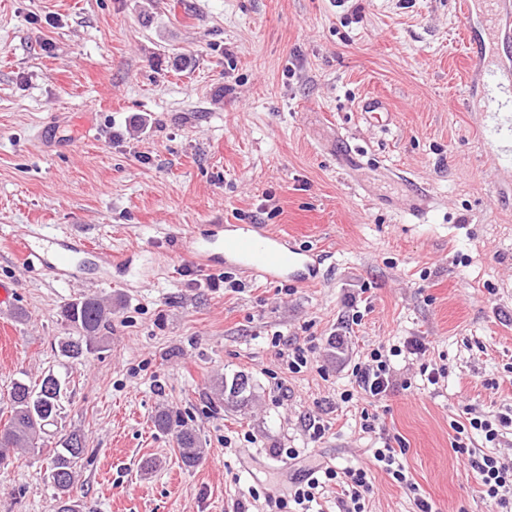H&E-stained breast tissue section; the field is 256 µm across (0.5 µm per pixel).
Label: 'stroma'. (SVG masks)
Wrapping results in <instances>:
<instances>
[{"label": "stroma", "mask_w": 512, "mask_h": 512, "mask_svg": "<svg viewBox=\"0 0 512 512\" xmlns=\"http://www.w3.org/2000/svg\"><path fill=\"white\" fill-rule=\"evenodd\" d=\"M464 44L457 0H0V281L15 293L0 310V429L14 381L63 382L44 451L0 465V512H50L47 451L74 429L84 512H266L265 493L309 467L366 464L394 437L417 488L373 470L366 512H417L420 497L500 512L453 449L466 408L512 405V170L485 152ZM368 94L387 99L389 130L360 116ZM338 137L363 168L340 164ZM397 172L430 195L423 218L401 208ZM251 223L319 250V283L286 293L236 272L210 287L225 269L194 267L187 235ZM39 227L88 242L79 279L22 267ZM88 294L112 301L105 347L68 360L60 311ZM414 337L425 353L395 359L363 431L364 400L340 399L354 364ZM294 346L311 368L288 372ZM425 363L446 368L438 390L421 386ZM237 373L251 401L220 404L212 379ZM163 408L197 431V467L155 426Z\"/></svg>", "instance_id": "stroma-1"}]
</instances>
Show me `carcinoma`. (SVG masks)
I'll return each mask as SVG.
<instances>
[{"label": "carcinoma", "mask_w": 512, "mask_h": 512, "mask_svg": "<svg viewBox=\"0 0 512 512\" xmlns=\"http://www.w3.org/2000/svg\"><path fill=\"white\" fill-rule=\"evenodd\" d=\"M61 314L69 322L75 335L60 341L62 356L80 360L102 349L104 337L100 332L112 319V301L97 295H87L71 301L62 307ZM62 389L61 380L49 373L41 379L39 388L31 387L25 380L13 383L10 392L12 414L8 426L0 430V463L11 448H36L37 441L47 433V427L57 423L58 398ZM214 393L219 400L235 399L244 402L251 393L249 378L235 374L232 379L224 376L214 382ZM155 426L174 437L182 463L188 467L197 466L203 456L200 439L195 430L172 420L167 410L155 416ZM86 452L83 434L72 431L59 440V447L49 454L51 512H82L77 496L78 464Z\"/></svg>", "instance_id": "cac0c4a2"}]
</instances>
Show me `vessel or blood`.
I'll list each match as a JSON object with an SVG mask.
<instances>
[{
	"label": "vessel or blood",
	"instance_id": "1",
	"mask_svg": "<svg viewBox=\"0 0 512 512\" xmlns=\"http://www.w3.org/2000/svg\"><path fill=\"white\" fill-rule=\"evenodd\" d=\"M467 32L466 72L468 104L483 113L481 136L493 161L502 169L512 168V72L487 56L485 44L512 40V0H464L460 8ZM360 110L378 122L395 120L387 103L377 97L362 98ZM76 244H59L56 237L37 236L20 248L22 264H32L41 252L54 255L56 267L69 270L79 252ZM187 252L194 263L210 264L221 255L224 264L239 273L270 282L289 280L310 285L317 279L319 256L266 224H212L205 233L190 234Z\"/></svg>",
	"mask_w": 512,
	"mask_h": 512
}]
</instances>
